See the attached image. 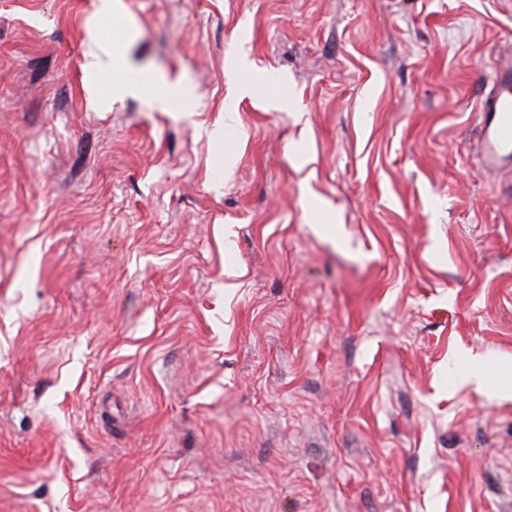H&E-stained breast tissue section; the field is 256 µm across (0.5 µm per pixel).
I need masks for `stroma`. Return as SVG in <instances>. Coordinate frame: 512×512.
<instances>
[{"label": "stroma", "instance_id": "obj_1", "mask_svg": "<svg viewBox=\"0 0 512 512\" xmlns=\"http://www.w3.org/2000/svg\"><path fill=\"white\" fill-rule=\"evenodd\" d=\"M120 2L0 0V512H512V0ZM480 114L483 165L489 172L504 173L512 167V72L497 74Z\"/></svg>", "mask_w": 512, "mask_h": 512}]
</instances>
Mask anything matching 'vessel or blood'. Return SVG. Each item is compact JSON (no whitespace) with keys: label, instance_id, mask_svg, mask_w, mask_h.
Returning a JSON list of instances; mask_svg holds the SVG:
<instances>
[{"label":"vessel or blood","instance_id":"b4317fda","mask_svg":"<svg viewBox=\"0 0 512 512\" xmlns=\"http://www.w3.org/2000/svg\"><path fill=\"white\" fill-rule=\"evenodd\" d=\"M479 152L485 169L501 174L512 167V72L500 71L482 110Z\"/></svg>","mask_w":512,"mask_h":512}]
</instances>
